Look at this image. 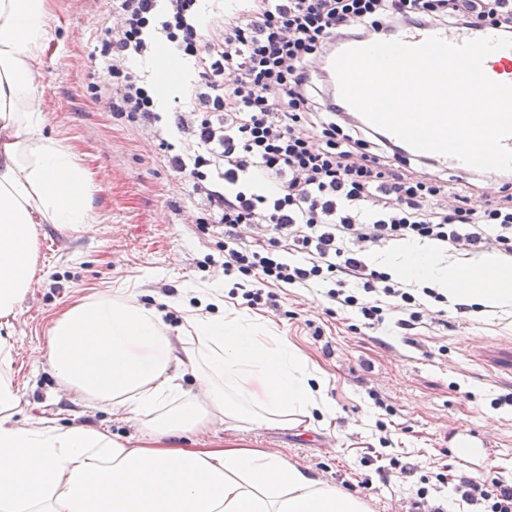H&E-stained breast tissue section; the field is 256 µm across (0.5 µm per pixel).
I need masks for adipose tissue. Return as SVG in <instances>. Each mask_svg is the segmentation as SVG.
Masks as SVG:
<instances>
[{
    "mask_svg": "<svg viewBox=\"0 0 512 512\" xmlns=\"http://www.w3.org/2000/svg\"><path fill=\"white\" fill-rule=\"evenodd\" d=\"M50 0H0V319L14 318L39 272L37 227L91 222L86 171L44 134L41 65L53 37ZM481 311H512V263L486 253L465 266L405 242L375 256ZM49 359L72 392L139 422L130 440L85 425L19 423L11 346L0 338V512H366L364 501L267 452L212 443L210 422L238 429L304 416L328 426L326 380L272 324L229 309L196 312L179 335L156 307L99 295L51 327ZM189 366L186 391L172 366Z\"/></svg>",
    "mask_w": 512,
    "mask_h": 512,
    "instance_id": "adipose-tissue-1",
    "label": "adipose tissue"
}]
</instances>
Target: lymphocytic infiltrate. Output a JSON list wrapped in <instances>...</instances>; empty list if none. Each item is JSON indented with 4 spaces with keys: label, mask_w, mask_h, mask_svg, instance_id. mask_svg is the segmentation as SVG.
Instances as JSON below:
<instances>
[{
    "label": "lymphocytic infiltrate",
    "mask_w": 512,
    "mask_h": 512,
    "mask_svg": "<svg viewBox=\"0 0 512 512\" xmlns=\"http://www.w3.org/2000/svg\"><path fill=\"white\" fill-rule=\"evenodd\" d=\"M409 23H488L511 36L512 0H243L206 16L201 0H115L100 92L223 225L221 267L248 308H278L281 288H321L365 328L411 330L424 313L447 314V295L370 266L369 252L411 241L512 257L511 175L449 186L348 122L328 91L322 62L338 40ZM161 44L194 69L188 99L169 112L132 65ZM461 497L512 512V483L491 469Z\"/></svg>",
    "instance_id": "1"
}]
</instances>
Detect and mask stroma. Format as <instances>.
Masks as SVG:
<instances>
[{"instance_id": "1", "label": "stroma", "mask_w": 512, "mask_h": 512, "mask_svg": "<svg viewBox=\"0 0 512 512\" xmlns=\"http://www.w3.org/2000/svg\"><path fill=\"white\" fill-rule=\"evenodd\" d=\"M55 37L42 66L45 134L76 155L92 189V222L73 232L38 227L36 254L46 274L22 301L10 327H0L13 352L12 374L29 421L80 423L138 437L121 412L89 403L64 389L48 361V333L73 304L95 294L122 293L164 310L170 325L182 312L171 296L212 292L223 284L224 240L210 231L207 213L187 217V196L159 151L126 119L113 115L95 87L106 81L92 54L112 23V0H53ZM213 266H204L205 257ZM269 320L328 380L336 406L329 427L228 429L215 424L202 441L222 439L281 454L321 479L361 497L368 512H415L416 482L429 476L432 505L475 512L434 479L447 468L451 483L470 476L469 459L512 481V314L490 316L449 309L446 322L426 316L417 328L377 332L356 315L329 312L322 291L281 290L280 307L261 308ZM321 336H314V328ZM489 436L490 451L461 454L449 434ZM413 468L402 478L390 458Z\"/></svg>"}]
</instances>
